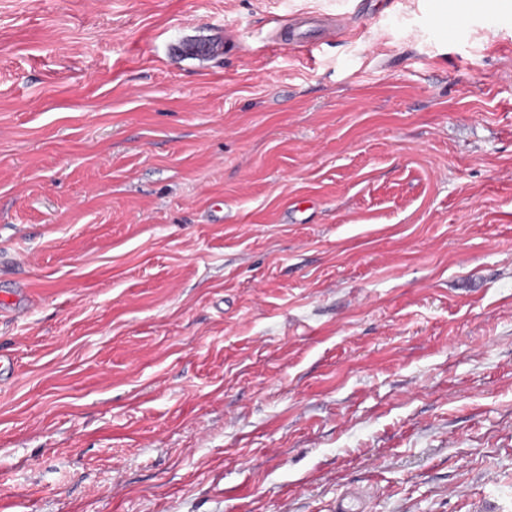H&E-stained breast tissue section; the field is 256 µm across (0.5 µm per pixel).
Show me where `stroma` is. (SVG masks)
<instances>
[{"label":"stroma","mask_w":512,"mask_h":512,"mask_svg":"<svg viewBox=\"0 0 512 512\" xmlns=\"http://www.w3.org/2000/svg\"><path fill=\"white\" fill-rule=\"evenodd\" d=\"M5 298L0 512H512V0H0ZM304 25L290 27L281 33L275 41L276 44L284 46H313L320 42L334 40L336 31L334 29L322 28L316 35H310V29H303Z\"/></svg>","instance_id":"35a3bbf8"}]
</instances>
